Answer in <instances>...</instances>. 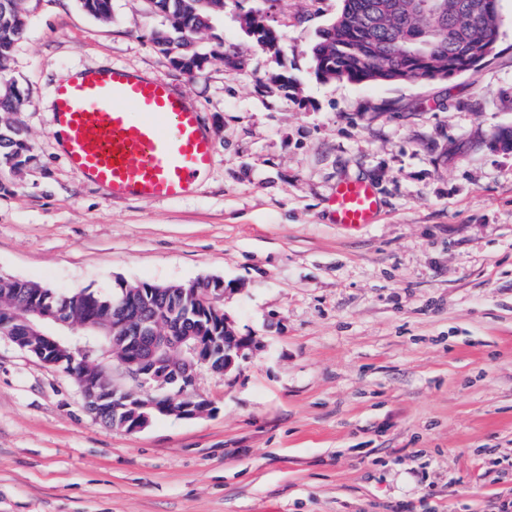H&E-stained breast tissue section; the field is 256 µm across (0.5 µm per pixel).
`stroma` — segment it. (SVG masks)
<instances>
[{"mask_svg":"<svg viewBox=\"0 0 512 512\" xmlns=\"http://www.w3.org/2000/svg\"><path fill=\"white\" fill-rule=\"evenodd\" d=\"M343 0H224L190 75L151 34L146 0L112 18L30 0L12 76L31 162L0 176V276L69 295L220 278L259 345L201 369L196 419L109 429L76 382L0 338V512H500L512 502V0L473 75L355 84L315 73ZM266 12L280 52L242 31ZM238 63L229 69L221 49ZM120 67L173 85L214 147L178 200L115 199L55 144L53 86ZM289 77L287 88L270 82ZM344 178L376 223L335 224ZM328 205L334 223L347 227L375 223L380 209V201L373 184L352 178L336 184Z\"/></svg>","mask_w":512,"mask_h":512,"instance_id":"obj_1","label":"stroma"}]
</instances>
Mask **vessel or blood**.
Listing matches in <instances>:
<instances>
[{
    "instance_id": "vessel-or-blood-1",
    "label": "vessel or blood",
    "mask_w": 512,
    "mask_h": 512,
    "mask_svg": "<svg viewBox=\"0 0 512 512\" xmlns=\"http://www.w3.org/2000/svg\"><path fill=\"white\" fill-rule=\"evenodd\" d=\"M55 121L74 170L117 199H177L210 165L213 141L201 115L167 83L106 68L65 74L55 84ZM140 114L131 121L130 111ZM334 223H375L380 201L360 179L337 183L328 200Z\"/></svg>"
}]
</instances>
